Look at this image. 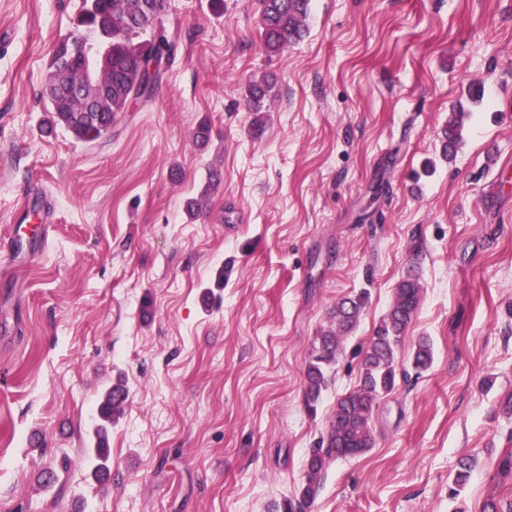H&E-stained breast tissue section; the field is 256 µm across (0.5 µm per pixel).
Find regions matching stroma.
Wrapping results in <instances>:
<instances>
[{
    "label": "stroma",
    "mask_w": 512,
    "mask_h": 512,
    "mask_svg": "<svg viewBox=\"0 0 512 512\" xmlns=\"http://www.w3.org/2000/svg\"><path fill=\"white\" fill-rule=\"evenodd\" d=\"M82 9L0 0V512H276L412 268L423 293L374 444L326 467L307 512L512 501V0H310L302 39L272 56L259 0H167L173 61L92 143L41 129ZM264 76L258 136L244 91ZM346 296L360 322L311 407V344ZM118 380L98 482L90 435ZM462 118L456 112L448 119L442 128L440 138L442 155L448 159L452 157L462 141Z\"/></svg>",
    "instance_id": "1"
}]
</instances>
